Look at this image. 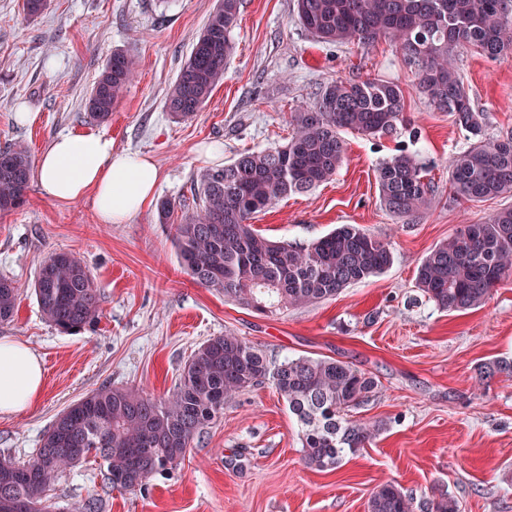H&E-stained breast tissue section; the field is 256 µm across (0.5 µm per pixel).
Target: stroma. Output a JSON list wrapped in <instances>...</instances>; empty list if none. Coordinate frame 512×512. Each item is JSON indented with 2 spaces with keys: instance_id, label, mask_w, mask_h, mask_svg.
I'll list each match as a JSON object with an SVG mask.
<instances>
[{
  "instance_id": "1",
  "label": "stroma",
  "mask_w": 512,
  "mask_h": 512,
  "mask_svg": "<svg viewBox=\"0 0 512 512\" xmlns=\"http://www.w3.org/2000/svg\"><path fill=\"white\" fill-rule=\"evenodd\" d=\"M216 3L48 0L32 18L24 0H0V148L21 142L36 157L59 134L92 131L152 155L162 172L155 204L126 224L101 223L88 197L51 202L35 181L21 208L0 215V276L19 289L0 337L25 343L43 365L36 404L0 414V453L26 460L63 408L102 386L171 393L194 348L231 331L278 359L329 357L370 373L377 392L353 416L380 424L376 440L337 468L307 466L297 421L266 383L226 404L181 464L141 490L111 489L93 462L67 471L50 493L53 512L92 495L103 498L105 512H367L371 493L391 481L419 496L448 493L459 512H512V377L479 378L484 363L512 358V277L465 312L440 310L415 287L417 266L435 245L512 207V196L456 200L448 158L468 146L467 132L428 106L393 45L317 42L297 24L294 0H242L223 82L192 119L174 121L167 94ZM118 49L137 59L138 71L110 120L97 123L86 100ZM458 67L486 136L512 131V61L465 49ZM377 77L405 92L408 125L420 134L435 186L433 207L409 222L379 203L375 168L409 144L408 135L349 133L332 180L288 196L253 224L265 237L300 243L357 224L390 240L392 266L333 300L271 317L195 284L169 225L157 220V201L189 199L203 169L283 143L290 114L313 103L324 84ZM202 145L221 152L199 157ZM59 250L80 256L103 293L98 324L73 335L45 321L31 290L38 265Z\"/></svg>"
}]
</instances>
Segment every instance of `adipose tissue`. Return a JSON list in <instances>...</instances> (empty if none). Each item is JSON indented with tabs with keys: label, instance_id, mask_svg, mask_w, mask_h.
Returning a JSON list of instances; mask_svg holds the SVG:
<instances>
[{
	"label": "adipose tissue",
	"instance_id": "obj_1",
	"mask_svg": "<svg viewBox=\"0 0 512 512\" xmlns=\"http://www.w3.org/2000/svg\"><path fill=\"white\" fill-rule=\"evenodd\" d=\"M35 177L48 199L89 195L101 223L124 224L153 201L160 172L153 158L120 150L106 135L70 131L41 152ZM42 384L39 357L18 340L0 338V413L33 407Z\"/></svg>",
	"mask_w": 512,
	"mask_h": 512
}]
</instances>
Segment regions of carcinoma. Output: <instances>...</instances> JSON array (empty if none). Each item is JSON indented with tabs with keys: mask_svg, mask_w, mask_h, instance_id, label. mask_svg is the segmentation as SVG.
<instances>
[{
	"mask_svg": "<svg viewBox=\"0 0 512 512\" xmlns=\"http://www.w3.org/2000/svg\"><path fill=\"white\" fill-rule=\"evenodd\" d=\"M500 0H295L298 24L319 42L370 46L383 39L399 48L418 92L471 135L467 149L448 160L454 197L480 202L512 194V132L484 134L456 65L457 52L473 48L493 61L512 60V14ZM241 0H219L165 101L170 116L186 120L210 100L235 46L230 34ZM136 72L133 57L112 53L87 102L89 117L106 122ZM292 134L283 144L246 151L193 181L190 208L158 203V222L171 225L176 256L192 280L224 300L260 314H277L336 298L350 285L387 270L389 241L354 224H342L307 244L269 239L251 220L278 201L308 194L336 175L346 158L344 134L394 137L406 126L402 87L393 80L336 79L312 105L290 113ZM33 171L29 148L0 149V214L25 203ZM418 152L402 148L382 159L376 181L382 206L399 218L420 217L434 200ZM512 275V208L477 224H463L423 258L416 287L442 310L484 304L496 284ZM42 315L59 332L95 326L101 291L84 261L54 252L31 285ZM18 288L0 277V323L12 320ZM511 375L512 360L484 364L480 379ZM269 383L301 426L306 463L335 468L370 443L379 428L351 419L378 388L367 372L334 358L273 360L229 332L200 343L166 397L103 386L60 412L39 448L23 463L0 457V512H51L49 491L71 470L94 458L104 479L120 491L142 488L155 474L176 467L203 430L242 392ZM368 512H457L446 493L416 501L395 483L377 487Z\"/></svg>",
	"mask_w": 512,
	"mask_h": 512,
	"instance_id": "obj_1",
	"label": "carcinoma"
}]
</instances>
